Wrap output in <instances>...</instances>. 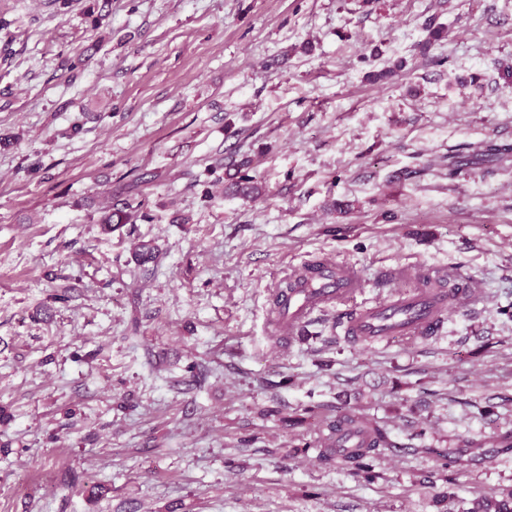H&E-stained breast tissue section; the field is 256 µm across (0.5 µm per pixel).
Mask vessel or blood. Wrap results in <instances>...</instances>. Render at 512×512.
Segmentation results:
<instances>
[{
    "mask_svg": "<svg viewBox=\"0 0 512 512\" xmlns=\"http://www.w3.org/2000/svg\"><path fill=\"white\" fill-rule=\"evenodd\" d=\"M289 280L296 288L280 292L273 319L275 331L282 337L291 335L315 310L355 299L364 286L357 269L332 259L301 267ZM477 293L472 284L457 291L417 288L394 292L353 310L344 334L357 345L396 336L430 338L438 333L447 314L469 305Z\"/></svg>",
    "mask_w": 512,
    "mask_h": 512,
    "instance_id": "1",
    "label": "vessel or blood"
}]
</instances>
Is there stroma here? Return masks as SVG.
<instances>
[{"label": "stroma", "instance_id": "obj_1", "mask_svg": "<svg viewBox=\"0 0 512 512\" xmlns=\"http://www.w3.org/2000/svg\"><path fill=\"white\" fill-rule=\"evenodd\" d=\"M93 4L0 0V512H469L511 488L512 159L485 151L512 146V0H110L98 26ZM245 157L254 201L225 192ZM328 258L360 304L389 266L480 296L431 340L351 344L333 306L279 341L275 288ZM347 411L389 432L373 479L318 460Z\"/></svg>", "mask_w": 512, "mask_h": 512}]
</instances>
